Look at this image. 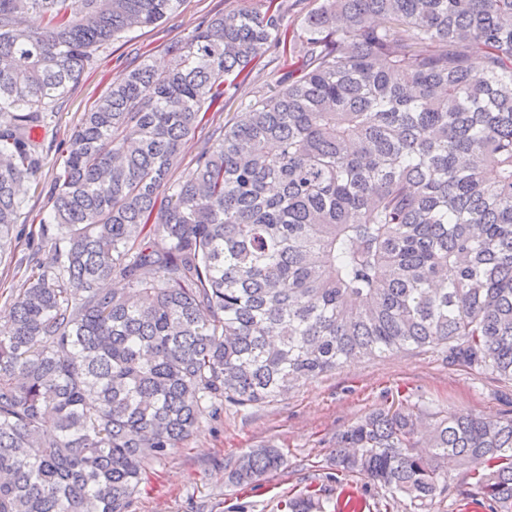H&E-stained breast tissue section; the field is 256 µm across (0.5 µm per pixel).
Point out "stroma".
Here are the masks:
<instances>
[{"label":"stroma","instance_id":"35a3bbf8","mask_svg":"<svg viewBox=\"0 0 512 512\" xmlns=\"http://www.w3.org/2000/svg\"><path fill=\"white\" fill-rule=\"evenodd\" d=\"M258 0H182L178 10L158 24L136 28L100 47L93 63L47 113L35 136L42 167L25 204L0 249V311L24 279L22 258L36 255L50 263L53 252L39 236L51 216L52 189L83 112L112 83L151 60L165 65L170 45L186 40L199 22L231 7L253 8ZM275 62L260 61L250 76L225 96L221 110L207 113L203 128L184 144L174 176H182L205 147L214 127L237 121L244 103L272 86L277 71L294 70L300 60L281 47ZM402 404L420 416L445 409L458 415L512 414V381L462 364H448L435 347L402 350L383 357H361L317 378L296 381L288 393L252 407H224L195 430L182 448L150 465L139 487L135 512H280L293 497L317 493L325 512H347L356 501L360 512H405L390 495L361 475L336 481L327 464L336 433L366 415ZM279 448L284 465L261 481L236 486L227 476L249 449Z\"/></svg>","mask_w":512,"mask_h":512}]
</instances>
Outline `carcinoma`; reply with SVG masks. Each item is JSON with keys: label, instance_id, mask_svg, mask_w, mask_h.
Returning a JSON list of instances; mask_svg holds the SVG:
<instances>
[{"label": "carcinoma", "instance_id": "carcinoma-1", "mask_svg": "<svg viewBox=\"0 0 512 512\" xmlns=\"http://www.w3.org/2000/svg\"><path fill=\"white\" fill-rule=\"evenodd\" d=\"M181 2L0 0V248L43 113L93 50ZM266 2L207 19L83 113L42 224L53 262L25 261L0 334V512H131L146 469L218 409L355 357L439 346L512 381V0H314L300 73L172 178L202 115L286 44ZM283 463L252 450L228 479ZM330 466L413 512L463 469L512 512V418L400 404L340 433Z\"/></svg>", "mask_w": 512, "mask_h": 512}]
</instances>
